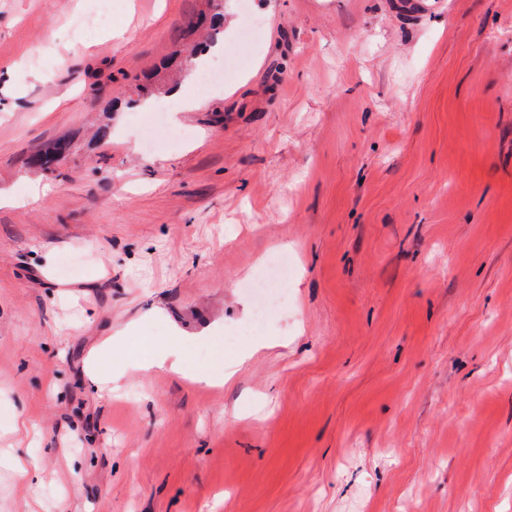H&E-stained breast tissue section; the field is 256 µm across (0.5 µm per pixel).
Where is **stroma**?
<instances>
[{"label":"stroma","mask_w":512,"mask_h":512,"mask_svg":"<svg viewBox=\"0 0 512 512\" xmlns=\"http://www.w3.org/2000/svg\"><path fill=\"white\" fill-rule=\"evenodd\" d=\"M205 8L0 0V512H512V0H224L245 67L148 148ZM178 330L232 382L137 371ZM68 151V144L65 141H57L44 150L36 153L32 158V163L44 171L51 170L54 162H59L63 155ZM288 273V257L281 255L274 259L273 267L270 271L262 270L257 274L249 288L257 299V310L254 322L237 334L227 336V338L225 337V343L241 341L248 336L258 335L263 329L268 315L284 302V295L279 291L277 285L281 279L288 277Z\"/></svg>","instance_id":"stroma-1"}]
</instances>
